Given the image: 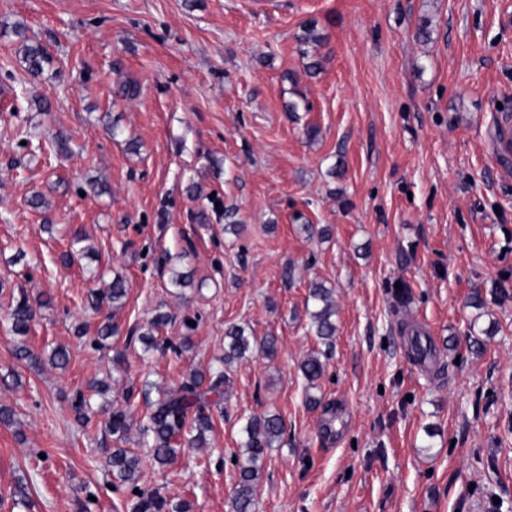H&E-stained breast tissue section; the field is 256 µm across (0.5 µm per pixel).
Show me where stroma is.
<instances>
[{
  "label": "stroma",
  "mask_w": 512,
  "mask_h": 512,
  "mask_svg": "<svg viewBox=\"0 0 512 512\" xmlns=\"http://www.w3.org/2000/svg\"><path fill=\"white\" fill-rule=\"evenodd\" d=\"M309 20L315 75L298 41ZM18 23L51 58L39 76ZM127 79L131 100L116 94ZM503 112L512 0H0V406L14 412L0 512H132L103 467L105 418L143 423L161 390L218 369L206 447L161 469L137 433L127 442L142 484L190 512H233L240 429L266 413L285 431L255 512H512V178L487 146ZM76 233L86 251L67 266ZM175 270L193 287L172 286ZM117 277L122 306L94 309ZM314 280L333 290L329 348L310 329ZM22 293L51 303L19 335ZM159 313L160 341L196 321L182 356L131 339ZM233 324L275 336L276 357L225 365ZM473 327L490 332L480 355ZM417 328L437 377L408 360ZM22 345L67 347L69 364L30 366ZM313 351L329 361L311 386L299 363ZM95 379L110 389L84 425L72 402Z\"/></svg>",
  "instance_id": "stroma-1"
}]
</instances>
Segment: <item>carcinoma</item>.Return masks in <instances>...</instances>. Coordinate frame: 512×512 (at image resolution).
<instances>
[{
	"label": "carcinoma",
	"mask_w": 512,
	"mask_h": 512,
	"mask_svg": "<svg viewBox=\"0 0 512 512\" xmlns=\"http://www.w3.org/2000/svg\"><path fill=\"white\" fill-rule=\"evenodd\" d=\"M14 34L20 38L22 59L27 70L32 74L43 72L44 65L51 62L47 51L39 44H30L25 36V28L18 25ZM126 296L123 279L117 277L105 289L95 292V303L104 302L118 307L119 302ZM309 298L312 299L315 310L310 313L311 329L315 335L328 344L332 342L336 325L332 320L335 315L332 290L324 284L314 282L310 286ZM35 310L29 303V298L22 294L11 312L12 329L18 334L29 331L30 322L34 319ZM169 316L158 314L150 321L146 331L138 336V340L149 347L156 345L154 332L167 324ZM224 365L244 358L250 348V336L244 328L233 325L224 336ZM435 353V345L430 337L415 335L411 339L409 359L416 365ZM300 370L304 378L313 383L319 380L325 372V362L321 357L310 353L300 362ZM224 374L219 372L214 376H205L202 372H194L180 386L166 390L152 404V411L146 423L139 426L140 436L151 449L152 460L159 466L169 465L177 457L179 442L176 437L188 431L191 437L188 445L191 448H203L206 445L205 433L212 429V420L206 413L207 396L219 397L224 395ZM133 425L131 414L125 409H115L107 422V429L113 441H126ZM284 431V424L277 414L261 417L251 416L242 427L244 453L237 458L238 482L235 489V512H252L259 490V481L264 459L269 448L279 441ZM105 467L112 478L122 484L128 483L132 488L139 489L136 494L134 512H188L189 505L185 502L171 505L157 491L151 488L138 487L141 477V459L126 448H114L105 456Z\"/></svg>",
	"instance_id": "carcinoma-1"
}]
</instances>
